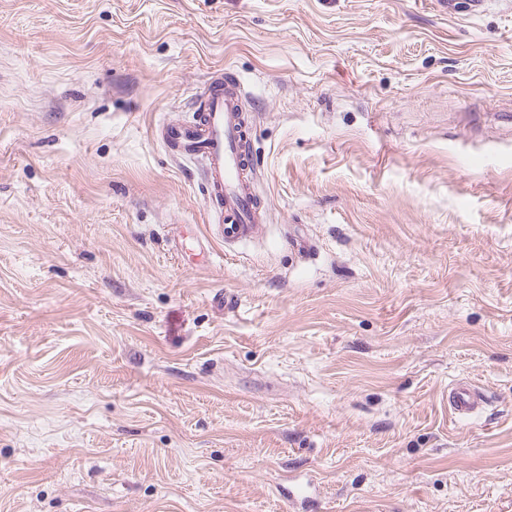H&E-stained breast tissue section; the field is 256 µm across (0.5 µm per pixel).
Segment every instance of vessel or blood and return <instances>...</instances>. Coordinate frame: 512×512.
Returning a JSON list of instances; mask_svg holds the SVG:
<instances>
[{
    "label": "vessel or blood",
    "instance_id": "b4317fda",
    "mask_svg": "<svg viewBox=\"0 0 512 512\" xmlns=\"http://www.w3.org/2000/svg\"><path fill=\"white\" fill-rule=\"evenodd\" d=\"M203 98L195 124L164 129L161 136L204 159L211 223L219 238L227 243L249 241L262 228L264 214L255 201L253 170L245 147L243 91L233 79L217 74L210 79ZM483 402V394L467 383L448 391V408L459 418L473 415Z\"/></svg>",
    "mask_w": 512,
    "mask_h": 512
}]
</instances>
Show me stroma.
<instances>
[{
  "label": "stroma",
  "mask_w": 512,
  "mask_h": 512,
  "mask_svg": "<svg viewBox=\"0 0 512 512\" xmlns=\"http://www.w3.org/2000/svg\"><path fill=\"white\" fill-rule=\"evenodd\" d=\"M0 512H512V0H0ZM202 113L194 125L167 128L161 137L179 144L185 153L205 161L207 196L212 204V227L224 243L254 239L264 214L253 193V170L248 163L243 91L222 74L214 75L203 94ZM484 402L483 394L467 383H459L448 391V408L459 418L473 415Z\"/></svg>",
  "instance_id": "stroma-1"
}]
</instances>
